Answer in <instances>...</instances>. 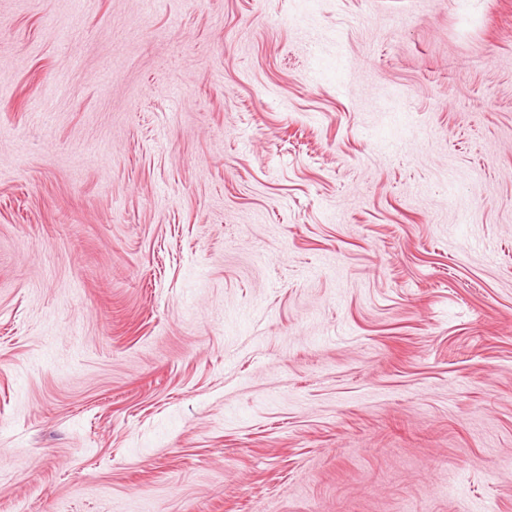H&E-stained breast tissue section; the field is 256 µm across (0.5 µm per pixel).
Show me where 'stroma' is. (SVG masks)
Segmentation results:
<instances>
[{
	"label": "stroma",
	"mask_w": 512,
	"mask_h": 512,
	"mask_svg": "<svg viewBox=\"0 0 512 512\" xmlns=\"http://www.w3.org/2000/svg\"><path fill=\"white\" fill-rule=\"evenodd\" d=\"M0 512H512V0H0Z\"/></svg>",
	"instance_id": "obj_1"
}]
</instances>
